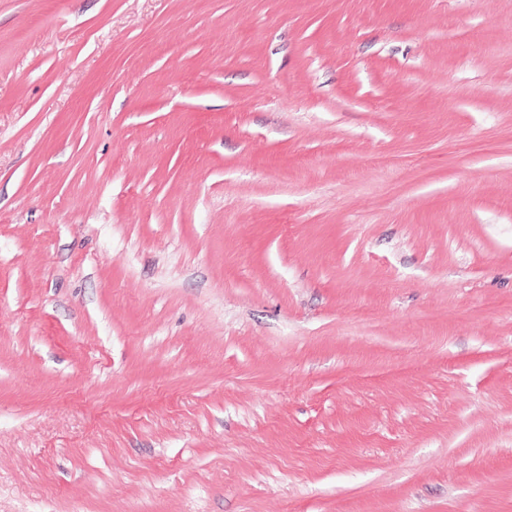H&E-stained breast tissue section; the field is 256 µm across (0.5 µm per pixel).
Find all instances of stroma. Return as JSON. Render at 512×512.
I'll return each instance as SVG.
<instances>
[{
    "mask_svg": "<svg viewBox=\"0 0 512 512\" xmlns=\"http://www.w3.org/2000/svg\"><path fill=\"white\" fill-rule=\"evenodd\" d=\"M0 512H512V0H0Z\"/></svg>",
    "mask_w": 512,
    "mask_h": 512,
    "instance_id": "1",
    "label": "stroma"
}]
</instances>
